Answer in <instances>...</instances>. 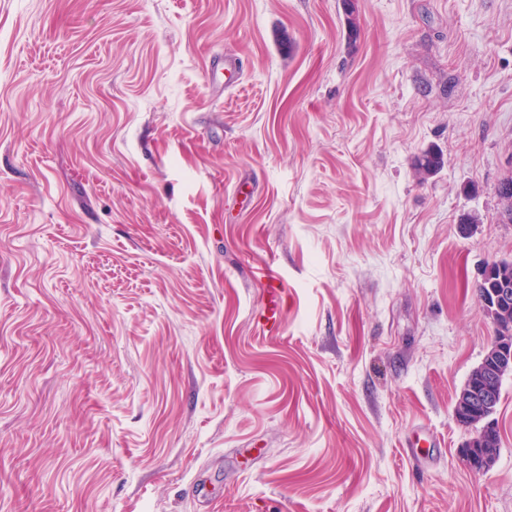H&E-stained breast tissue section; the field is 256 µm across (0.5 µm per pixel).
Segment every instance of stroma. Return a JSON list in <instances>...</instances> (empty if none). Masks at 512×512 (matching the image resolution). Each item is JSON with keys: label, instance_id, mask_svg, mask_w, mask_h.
Segmentation results:
<instances>
[{"label": "stroma", "instance_id": "stroma-1", "mask_svg": "<svg viewBox=\"0 0 512 512\" xmlns=\"http://www.w3.org/2000/svg\"><path fill=\"white\" fill-rule=\"evenodd\" d=\"M353 6L0 0V512H512V0ZM413 168L420 181L437 174L444 165L442 154L435 149H425L414 157ZM265 300L259 314V323L268 331H275L283 314L284 289L280 280L271 274H265ZM512 359L507 362L501 360L498 367L493 368L492 372L486 369V363L483 362L476 374V380L469 383L460 393L459 404L464 408H475L483 411V418L474 422L472 426L473 434L467 439L460 448V454L464 452H472L477 454L481 448H476L485 427L494 426V414L496 412V404L494 403L495 386L497 380L502 378L511 370ZM479 381H484L480 386Z\"/></svg>", "mask_w": 512, "mask_h": 512}]
</instances>
